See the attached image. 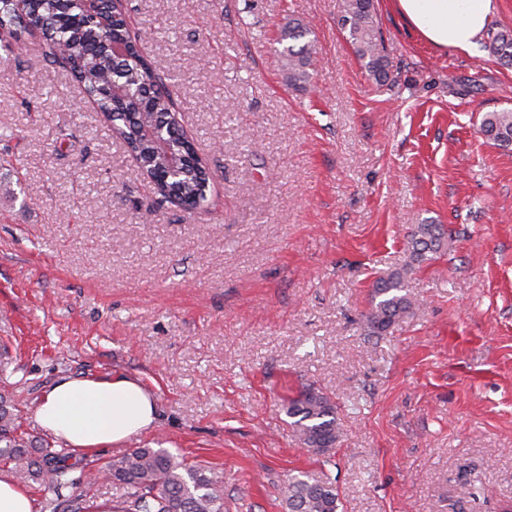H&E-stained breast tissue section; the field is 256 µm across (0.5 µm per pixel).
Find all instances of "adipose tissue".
<instances>
[{"mask_svg":"<svg viewBox=\"0 0 512 512\" xmlns=\"http://www.w3.org/2000/svg\"><path fill=\"white\" fill-rule=\"evenodd\" d=\"M500 0H393L427 43L468 53L485 37ZM38 425L66 447L88 453L151 431L156 398L131 375L58 379L36 407Z\"/></svg>","mask_w":512,"mask_h":512,"instance_id":"1","label":"adipose tissue"}]
</instances>
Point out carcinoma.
Listing matches in <instances>:
<instances>
[{
	"label": "carcinoma",
	"instance_id": "obj_1",
	"mask_svg": "<svg viewBox=\"0 0 512 512\" xmlns=\"http://www.w3.org/2000/svg\"><path fill=\"white\" fill-rule=\"evenodd\" d=\"M1 21L12 27L47 32L51 55L70 65L77 81L104 112L112 135L122 139L135 156L141 174L151 178L167 164L166 156L154 142L134 135V129L143 122H177L169 98L145 96L146 86L157 82L154 69L132 47L129 59L121 67L98 48L105 38L114 43L128 41L125 16L117 15L103 27L97 22L66 18L61 0H37L36 6L23 14L16 13L13 5L0 2ZM339 25L375 82L381 86L391 82L380 29L374 20L373 0H342ZM311 35V29L296 20L288 21L280 32L279 42H287L280 50V59L287 85L292 88H303L312 79ZM489 50L502 64L512 66V36H492ZM110 80L126 88L124 103L118 108L105 94ZM479 130L495 145L511 148L512 111L484 113ZM172 148L192 158V162L177 184L163 185L157 192L163 201L175 196L195 207L205 200L206 163L196 156L192 142L181 136L173 140ZM445 237L439 224L415 225L408 238L410 261L420 263L438 253ZM412 308L400 273L379 277L372 285V308L365 315L368 331L373 336L383 335ZM286 412L292 419L293 431L308 450L324 455L336 449L342 435L341 423L336 405L323 392L312 386L304 388L288 399ZM0 464L17 481L38 486L45 512H96L97 505L88 493L77 492L80 485H94L92 474L87 472L83 479L74 480L64 456L48 447L37 448L18 435L15 406L1 395ZM104 470L114 484L125 489L124 497L115 504V512H224V491L217 479L206 469L188 465L165 449L135 448L109 461ZM282 495L286 512H339L341 506L338 489L330 478L306 472L290 476Z\"/></svg>",
	"mask_w": 512,
	"mask_h": 512
}]
</instances>
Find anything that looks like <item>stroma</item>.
Instances as JSON below:
<instances>
[{"mask_svg": "<svg viewBox=\"0 0 512 512\" xmlns=\"http://www.w3.org/2000/svg\"><path fill=\"white\" fill-rule=\"evenodd\" d=\"M211 172L203 208L159 202L46 41L0 42V395L17 432L62 376H139V447L215 473L224 512H285L305 470L343 512H502L512 503V151L477 124L512 110V67L486 46L426 43L374 0L393 82L368 75L340 0H122ZM315 33L309 85H286L288 20ZM416 224L444 248L408 266ZM405 271L413 311L383 336L364 315ZM343 434L307 451L284 405L305 385Z\"/></svg>", "mask_w": 512, "mask_h": 512, "instance_id": "obj_1", "label": "stroma"}]
</instances>
